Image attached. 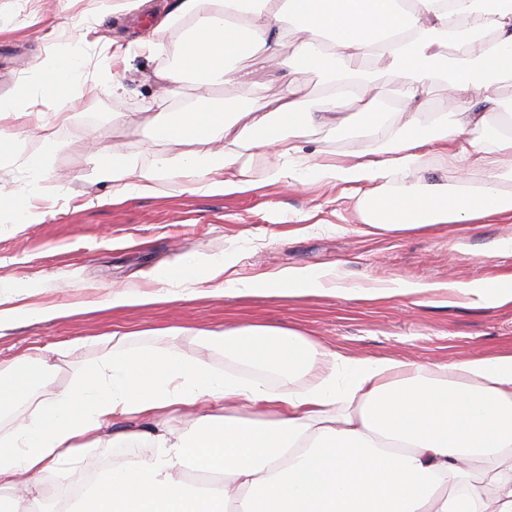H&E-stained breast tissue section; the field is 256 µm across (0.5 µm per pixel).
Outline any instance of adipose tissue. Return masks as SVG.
I'll return each mask as SVG.
<instances>
[{"instance_id": "obj_1", "label": "adipose tissue", "mask_w": 512, "mask_h": 512, "mask_svg": "<svg viewBox=\"0 0 512 512\" xmlns=\"http://www.w3.org/2000/svg\"><path fill=\"white\" fill-rule=\"evenodd\" d=\"M186 20L162 81L179 86L248 85L239 59L288 44L297 70H319L327 92L306 111L296 87L273 100L216 108L195 101L173 110L161 97L152 119L157 134L150 161L129 181L134 159L99 150L103 177L121 182L122 198L155 193L158 174L199 184L210 195L248 189L242 158L274 156L270 183L301 188L310 181L349 189L361 223L405 233L435 224L512 223V194L501 188L512 165V132L489 94L512 79V7L494 0H174L158 29ZM453 45L455 58L442 54ZM370 54L402 71L393 92L374 90L368 73L348 67ZM83 45L43 63L27 83L32 96L66 91L82 81ZM436 80L448 83L456 112L423 118L418 101ZM361 115L348 111L351 99ZM315 126L366 132L361 154L314 157L305 133ZM205 150H197V143ZM452 166L456 185L421 182L427 161ZM486 175L468 177L469 163ZM23 193L0 192V223L20 221L17 197L38 196L46 170L29 159ZM229 255L181 260L154 270L153 290L116 288L102 305L121 309L194 298L214 283V295L320 296L334 289L332 269L289 267L267 278H226ZM452 294L479 307L512 304V276L491 282L398 280L384 288H354L368 301ZM19 279L0 276V330L19 317L49 321L59 308L20 301ZM204 346L225 352L235 369L214 371L201 359L118 348L95 370L61 391L40 396L35 385L0 370V408L14 418L0 435V503L24 493L23 512H46L43 475L73 454L109 439L119 461L86 484L66 512H512V351L427 368L397 358L353 357L320 350L300 332L264 323L195 330ZM23 402L27 414L15 413ZM211 412L187 428L161 423L166 412L199 404ZM138 416L151 428L115 430ZM207 476V487L186 480Z\"/></svg>"}]
</instances>
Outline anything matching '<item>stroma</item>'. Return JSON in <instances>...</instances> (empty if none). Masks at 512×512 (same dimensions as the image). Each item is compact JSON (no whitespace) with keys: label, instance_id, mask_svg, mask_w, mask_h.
Wrapping results in <instances>:
<instances>
[{"label":"stroma","instance_id":"obj_1","mask_svg":"<svg viewBox=\"0 0 512 512\" xmlns=\"http://www.w3.org/2000/svg\"><path fill=\"white\" fill-rule=\"evenodd\" d=\"M180 25L155 30L142 11L108 12L105 0H0V97L26 106L18 91L46 57L87 41L88 73L71 88L75 109L67 121L55 118V101L35 100L45 121L37 131L15 132L14 158L0 165V190L21 186L24 162L47 158L40 197L27 222L0 226V276L40 280L30 300L66 309L46 322L19 320L0 333V368L24 374L23 360L56 346L42 389L67 388L77 374L111 359L113 332L127 334L129 348L160 350L177 358H198L217 372L232 368L221 351L203 350L192 331L230 321H257L295 329L321 346L349 356L393 357L423 365L458 363L476 355L512 349V305L476 307L451 295L351 299L352 288L387 286L401 277L430 282H469L512 275V224H437L406 234L371 233L351 215L352 203L339 188L311 183L294 189L267 183L270 157L247 160L244 192L210 196L173 175L160 177L154 195L119 200L120 184L98 178L91 128L104 129L107 144L146 163L155 136L143 111L157 96L156 74L180 45ZM151 34L156 49L133 48L126 61H113L104 40L133 43ZM280 64L263 57L241 59L252 85L226 81L210 100L235 103L274 98L291 82L308 109L323 97L320 72L297 73L293 48L277 47ZM121 97H113V85ZM310 214V221L295 217ZM231 254L234 278L249 280L288 267L342 270V291L323 296H262L112 310L100 299L111 289H153L152 270L183 258Z\"/></svg>","mask_w":512,"mask_h":512}]
</instances>
